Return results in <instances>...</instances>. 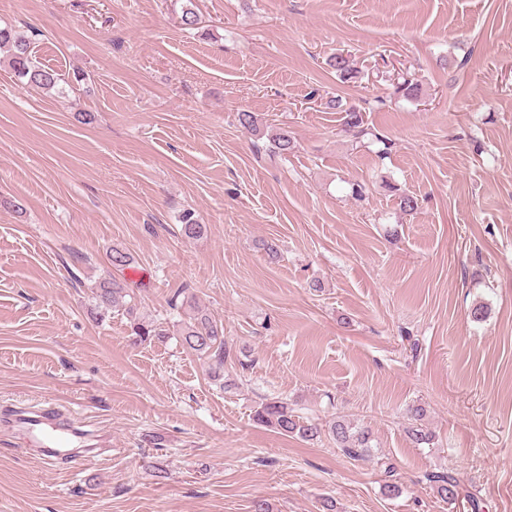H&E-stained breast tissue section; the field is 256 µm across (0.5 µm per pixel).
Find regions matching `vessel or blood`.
I'll return each mask as SVG.
<instances>
[{"instance_id":"1","label":"vessel or blood","mask_w":512,"mask_h":512,"mask_svg":"<svg viewBox=\"0 0 512 512\" xmlns=\"http://www.w3.org/2000/svg\"><path fill=\"white\" fill-rule=\"evenodd\" d=\"M9 427L28 450L38 452L50 462L69 454L71 446L85 444L89 439L84 430L49 408L17 414Z\"/></svg>"}]
</instances>
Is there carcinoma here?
Wrapping results in <instances>:
<instances>
[{
    "mask_svg": "<svg viewBox=\"0 0 512 512\" xmlns=\"http://www.w3.org/2000/svg\"><path fill=\"white\" fill-rule=\"evenodd\" d=\"M10 48L9 63L17 77L25 84L51 90L60 82V74L52 69L38 65L30 55L29 43L26 39L9 29L0 28V47ZM343 131L359 135L363 132L362 113L353 109H345L342 123ZM182 232L188 239H195L205 232V225L198 224L190 212L182 216ZM127 291L114 278H103L95 286L93 299L99 312L105 314L110 310L122 307L128 314H133L135 305L126 300ZM191 312L188 320L177 331L182 346L196 356L209 363V379L219 388H224V363L229 357L224 342V326L208 311L189 304ZM132 333L140 342L162 341L170 333L160 323L135 322ZM257 423L275 429L283 436L296 437L303 441H314L327 433L329 438L351 459H362L369 456V432L354 426L350 421L338 418L322 427L313 420L300 416L291 408L288 401L282 398L264 399L257 404L254 411ZM428 480L437 495L445 502L455 501L459 494L456 478L449 474H431Z\"/></svg>",
    "mask_w": 512,
    "mask_h": 512,
    "instance_id": "cac0c4a2",
    "label": "carcinoma"
}]
</instances>
